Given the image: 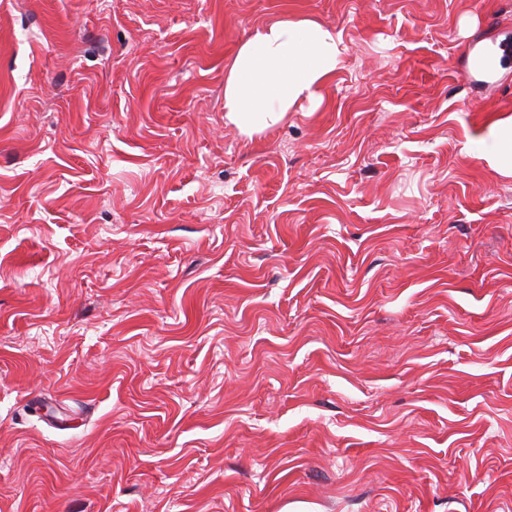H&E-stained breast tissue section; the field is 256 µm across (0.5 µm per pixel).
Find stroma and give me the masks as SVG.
<instances>
[{"label": "stroma", "mask_w": 512, "mask_h": 512, "mask_svg": "<svg viewBox=\"0 0 512 512\" xmlns=\"http://www.w3.org/2000/svg\"><path fill=\"white\" fill-rule=\"evenodd\" d=\"M287 16L346 52L249 139L224 67ZM491 34L512 0H0V512H512Z\"/></svg>", "instance_id": "stroma-1"}]
</instances>
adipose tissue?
I'll list each match as a JSON object with an SVG mask.
<instances>
[{"instance_id": "1", "label": "adipose tissue", "mask_w": 512, "mask_h": 512, "mask_svg": "<svg viewBox=\"0 0 512 512\" xmlns=\"http://www.w3.org/2000/svg\"><path fill=\"white\" fill-rule=\"evenodd\" d=\"M335 29L309 18H283L256 29L224 71V119L253 136L284 122L302 100H314L342 61ZM512 176V116L491 123L478 151Z\"/></svg>"}]
</instances>
